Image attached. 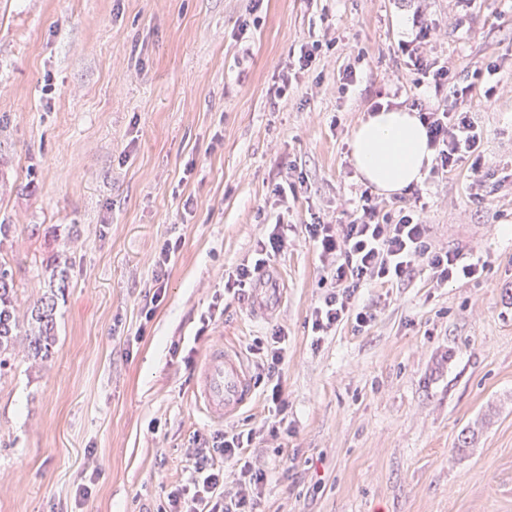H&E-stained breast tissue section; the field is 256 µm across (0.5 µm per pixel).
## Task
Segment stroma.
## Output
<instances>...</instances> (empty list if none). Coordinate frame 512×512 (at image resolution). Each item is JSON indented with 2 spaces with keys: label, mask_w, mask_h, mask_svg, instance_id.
<instances>
[{
  "label": "stroma",
  "mask_w": 512,
  "mask_h": 512,
  "mask_svg": "<svg viewBox=\"0 0 512 512\" xmlns=\"http://www.w3.org/2000/svg\"><path fill=\"white\" fill-rule=\"evenodd\" d=\"M429 12L483 140L424 179V219L433 245L485 269L440 284L417 265L361 288L370 326L320 336L331 286L305 226L354 206L353 133L409 80L407 0H0V255L19 313L46 265L71 263L51 358L17 356L0 376V512H165L202 440L249 429L246 457L267 475L254 512H512V0ZM331 39L277 96L293 51ZM490 63L488 97L476 72ZM349 66L360 81L343 94ZM280 216L288 248L259 310L224 282ZM278 329L280 412L256 353ZM225 341L256 403L217 423L195 391Z\"/></svg>",
  "instance_id": "35a3bbf8"
}]
</instances>
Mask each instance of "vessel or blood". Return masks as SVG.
<instances>
[{
  "instance_id": "b4317fda",
  "label": "vessel or blood",
  "mask_w": 512,
  "mask_h": 512,
  "mask_svg": "<svg viewBox=\"0 0 512 512\" xmlns=\"http://www.w3.org/2000/svg\"><path fill=\"white\" fill-rule=\"evenodd\" d=\"M253 393L254 381L240 352L228 344L213 346L204 359L196 389L203 411L217 421L231 419Z\"/></svg>"
}]
</instances>
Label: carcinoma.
<instances>
[{
    "label": "carcinoma",
    "instance_id": "cac0c4a2",
    "mask_svg": "<svg viewBox=\"0 0 512 512\" xmlns=\"http://www.w3.org/2000/svg\"><path fill=\"white\" fill-rule=\"evenodd\" d=\"M69 262L58 258L46 269L45 292L34 304L27 320L16 309V284L11 265L0 255V372L23 348L27 359L44 362L56 343V308L68 288Z\"/></svg>",
    "mask_w": 512,
    "mask_h": 512
}]
</instances>
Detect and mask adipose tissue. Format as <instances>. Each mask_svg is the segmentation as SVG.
<instances>
[{
	"label": "adipose tissue",
	"instance_id": "1",
	"mask_svg": "<svg viewBox=\"0 0 512 512\" xmlns=\"http://www.w3.org/2000/svg\"><path fill=\"white\" fill-rule=\"evenodd\" d=\"M352 159L365 182L382 194L392 195L422 183L433 151L418 113L384 107L355 130Z\"/></svg>",
	"mask_w": 512,
	"mask_h": 512
}]
</instances>
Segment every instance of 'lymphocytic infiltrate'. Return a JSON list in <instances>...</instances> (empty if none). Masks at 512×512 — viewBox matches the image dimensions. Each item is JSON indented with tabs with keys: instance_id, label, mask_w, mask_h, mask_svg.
Returning <instances> with one entry per match:
<instances>
[{
	"instance_id": "f902f5d3",
	"label": "lymphocytic infiltrate",
	"mask_w": 512,
	"mask_h": 512,
	"mask_svg": "<svg viewBox=\"0 0 512 512\" xmlns=\"http://www.w3.org/2000/svg\"><path fill=\"white\" fill-rule=\"evenodd\" d=\"M416 34L401 41L399 48L414 71V89L432 90V99L413 97L427 126L428 145L435 154L431 175H443L457 168L475 153L483 139L464 103L469 86L455 82L447 62L428 55L426 46L435 29L426 5H417L413 13ZM421 200L395 210L385 209L371 190H362L359 202L346 223L318 222L306 231L319 250V258L335 283L315 307L312 328L326 333L345 322L357 327L369 326L376 318L371 306L358 304L356 295L366 284H393L409 278L415 264L425 261L437 282L474 280L484 265L464 261L458 251L432 246L430 227L423 214ZM288 245V226L276 220L266 236L259 240L252 261L239 264L229 275L224 288L233 290L253 285L263 277L270 256ZM253 441L249 432L217 435L211 446L198 449L189 482L172 493L168 512H246L261 492L266 475L244 464L243 455ZM233 473L240 489L234 500L224 498V475Z\"/></svg>"
}]
</instances>
